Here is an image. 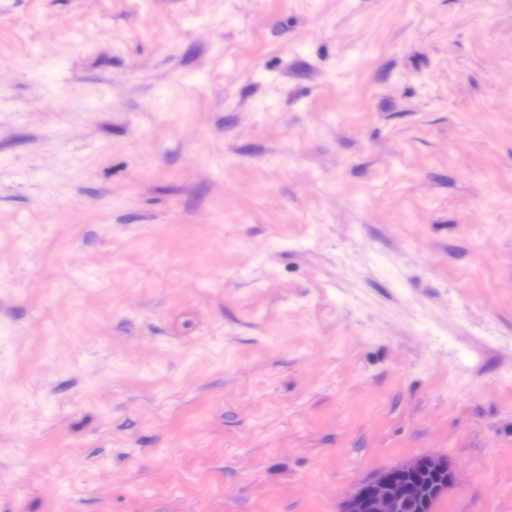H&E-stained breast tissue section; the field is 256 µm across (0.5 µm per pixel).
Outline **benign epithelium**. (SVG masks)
<instances>
[{
	"label": "benign epithelium",
	"mask_w": 512,
	"mask_h": 512,
	"mask_svg": "<svg viewBox=\"0 0 512 512\" xmlns=\"http://www.w3.org/2000/svg\"><path fill=\"white\" fill-rule=\"evenodd\" d=\"M426 463L442 480L428 484L411 477ZM453 481L454 474L447 461L433 456L408 458L362 483L342 502L338 512H402L409 503L427 506L433 499L441 498Z\"/></svg>",
	"instance_id": "1"
}]
</instances>
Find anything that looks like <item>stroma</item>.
<instances>
[{
    "mask_svg": "<svg viewBox=\"0 0 512 512\" xmlns=\"http://www.w3.org/2000/svg\"><path fill=\"white\" fill-rule=\"evenodd\" d=\"M512 512V0H0V512ZM428 463L443 479L435 484L409 476ZM454 474L447 461L437 457L405 459L362 483L342 502L338 512H403L409 503L428 506L440 499L452 485Z\"/></svg>",
    "mask_w": 512,
    "mask_h": 512,
    "instance_id": "35a3bbf8",
    "label": "stroma"
}]
</instances>
